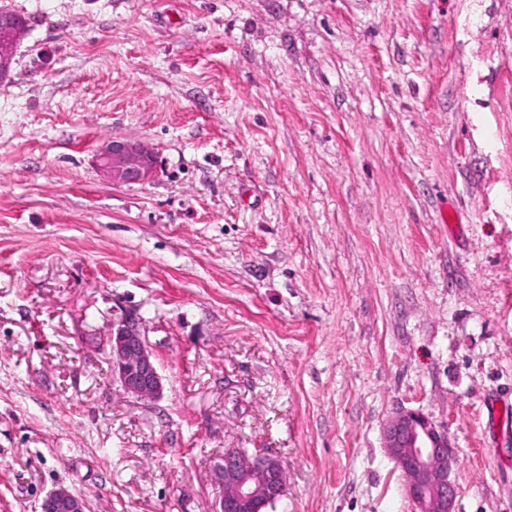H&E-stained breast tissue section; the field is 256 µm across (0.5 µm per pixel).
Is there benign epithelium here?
I'll list each match as a JSON object with an SVG mask.
<instances>
[{"label":"benign epithelium","instance_id":"benign-epithelium-1","mask_svg":"<svg viewBox=\"0 0 512 512\" xmlns=\"http://www.w3.org/2000/svg\"><path fill=\"white\" fill-rule=\"evenodd\" d=\"M27 31L28 23L23 17L0 9V85L10 79L12 49ZM97 162L102 175L114 185L143 183L155 175L157 167L153 148L141 140L121 136L102 145ZM108 344L112 376L126 392L154 400L163 395V378L136 314H124L112 323ZM383 444L400 471L415 512H455V459L444 429L420 411L400 407L385 423ZM255 457L267 474L262 491L268 503L273 504L285 494V484L280 479L282 466L267 452L259 451ZM218 472L222 484L235 487V496L221 498L216 512H240L257 493L250 482L249 466L229 453L224 455ZM39 508L40 512H86L85 502L62 486L49 491Z\"/></svg>","mask_w":512,"mask_h":512}]
</instances>
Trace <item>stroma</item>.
I'll return each mask as SVG.
<instances>
[{
  "instance_id": "obj_1",
  "label": "stroma",
  "mask_w": 512,
  "mask_h": 512,
  "mask_svg": "<svg viewBox=\"0 0 512 512\" xmlns=\"http://www.w3.org/2000/svg\"><path fill=\"white\" fill-rule=\"evenodd\" d=\"M0 512H414L383 446L445 427L455 512H512V0H0ZM113 136L158 156L115 185ZM136 313L160 399L112 377ZM28 31V23L20 15L0 9V85L10 79L12 49ZM97 162L102 175L115 185L143 183L155 175L157 167L153 148L121 136L102 145ZM255 457L262 463L265 468L267 479L261 490L264 492L268 503L273 504L278 501L285 494V484L281 482L280 472L282 466L279 461L271 454L264 451H259ZM250 465H243L235 454H224V463L220 465L218 472L223 486L235 487V496L227 499L225 495L219 500L216 512H239L246 506L249 500L256 495L257 489L253 487L261 479L254 477L253 485L250 482ZM40 512H85V502L66 487L49 491L41 500Z\"/></svg>"
}]
</instances>
